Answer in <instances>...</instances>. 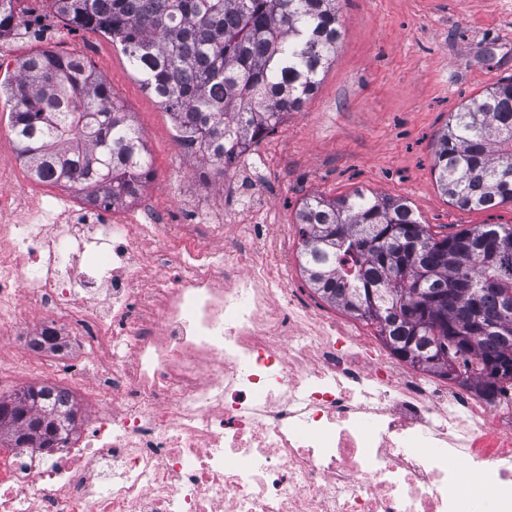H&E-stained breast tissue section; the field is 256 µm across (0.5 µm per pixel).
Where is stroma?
Instances as JSON below:
<instances>
[{
    "instance_id": "stroma-1",
    "label": "stroma",
    "mask_w": 512,
    "mask_h": 512,
    "mask_svg": "<svg viewBox=\"0 0 512 512\" xmlns=\"http://www.w3.org/2000/svg\"><path fill=\"white\" fill-rule=\"evenodd\" d=\"M28 27L0 34V64L37 51L82 57L131 112L153 162L141 191L172 212L186 194L209 192L213 208L263 216L272 245L298 253L296 213L305 197L336 198L354 189L404 198L433 230L512 224V204L464 210L437 188L435 141L450 112L512 77V0H341L336 58L314 95L253 144L251 164L228 178L202 158L177 155L171 114L146 91L120 48L99 33L72 31L49 0H20ZM0 192L23 194L15 212L56 196L50 221L70 223L66 188L33 180L12 138H0Z\"/></svg>"
}]
</instances>
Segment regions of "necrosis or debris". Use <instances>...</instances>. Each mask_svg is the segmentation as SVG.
<instances>
[{
  "label": "necrosis or debris",
  "instance_id": "obj_1",
  "mask_svg": "<svg viewBox=\"0 0 512 512\" xmlns=\"http://www.w3.org/2000/svg\"><path fill=\"white\" fill-rule=\"evenodd\" d=\"M144 214L0 207V329L42 341L0 362L90 410L63 447L0 448V512H512V402L304 306L261 216L221 250L205 202Z\"/></svg>",
  "mask_w": 512,
  "mask_h": 512
}]
</instances>
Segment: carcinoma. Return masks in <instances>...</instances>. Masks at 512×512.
Wrapping results in <instances>:
<instances>
[{"label": "carcinoma", "mask_w": 512, "mask_h": 512, "mask_svg": "<svg viewBox=\"0 0 512 512\" xmlns=\"http://www.w3.org/2000/svg\"><path fill=\"white\" fill-rule=\"evenodd\" d=\"M75 30L121 46L144 88L221 172L314 93L340 38L339 0H50ZM18 0H0V31ZM3 85L30 174L124 204L152 176L131 113L78 57L38 51ZM442 194L462 209L512 203V77L450 113L434 150ZM299 261L321 298L370 322L393 356L487 396L512 392L489 365L512 359V224L438 236L403 198L310 196L297 212ZM62 392L0 397V444L49 447L75 423Z\"/></svg>", "instance_id": "carcinoma-1"}]
</instances>
